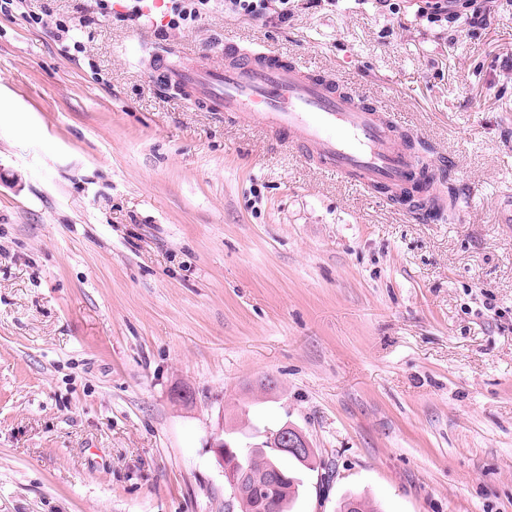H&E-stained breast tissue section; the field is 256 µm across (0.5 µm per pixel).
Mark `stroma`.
Returning a JSON list of instances; mask_svg holds the SVG:
<instances>
[{"instance_id":"stroma-1","label":"stroma","mask_w":512,"mask_h":512,"mask_svg":"<svg viewBox=\"0 0 512 512\" xmlns=\"http://www.w3.org/2000/svg\"><path fill=\"white\" fill-rule=\"evenodd\" d=\"M267 4L0 12V512H238L241 406L323 462L293 512H512V7ZM231 38L391 113L458 209L415 221L148 67ZM132 2V5L127 7V13L124 18L134 21L139 19L142 14L141 3L149 1L151 6L157 7L163 0H125ZM209 0H164L165 6L164 17L167 16L168 22L165 27L170 30H180L193 27L195 23L201 18V6L205 5ZM267 9L266 0H224L225 12L236 15L258 17ZM475 0H419L417 15L430 24L443 25L453 20H458L463 14L467 15L474 6ZM448 4L453 5L454 10H449Z\"/></svg>"}]
</instances>
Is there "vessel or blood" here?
Returning a JSON list of instances; mask_svg holds the SVG:
<instances>
[{"label": "vessel or blood", "mask_w": 512, "mask_h": 512, "mask_svg": "<svg viewBox=\"0 0 512 512\" xmlns=\"http://www.w3.org/2000/svg\"><path fill=\"white\" fill-rule=\"evenodd\" d=\"M150 66L188 106L258 123L321 170L372 189L386 203L401 202L412 216L426 219L434 212L435 203L416 208L410 202L434 192L435 174L396 144L394 118L376 104L355 101L330 75L274 49L251 51L234 40L225 41L220 66L171 63L161 56Z\"/></svg>", "instance_id": "vessel-or-blood-1"}]
</instances>
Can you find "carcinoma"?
Masks as SVG:
<instances>
[{"instance_id":"1","label":"carcinoma","mask_w":512,"mask_h":512,"mask_svg":"<svg viewBox=\"0 0 512 512\" xmlns=\"http://www.w3.org/2000/svg\"><path fill=\"white\" fill-rule=\"evenodd\" d=\"M264 439L266 435L262 434L260 440L241 445L235 438H227L247 473L246 483L236 497L237 504L240 512H291L302 483L298 471L314 469L315 455L274 459L260 447ZM340 512H376V509L362 497L349 496L341 502Z\"/></svg>"}]
</instances>
